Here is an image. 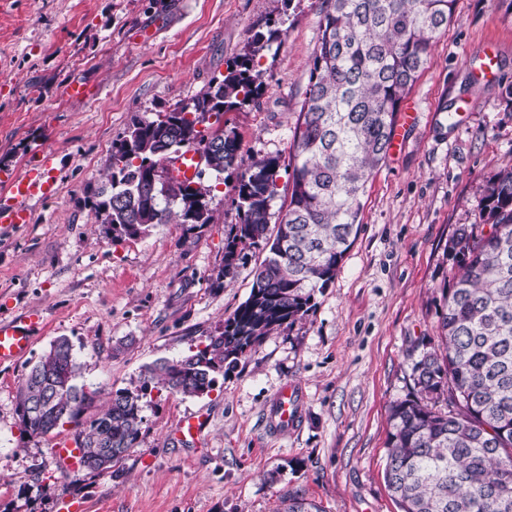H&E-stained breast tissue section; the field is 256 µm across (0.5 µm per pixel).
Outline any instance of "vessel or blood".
<instances>
[{
    "label": "vessel or blood",
    "mask_w": 512,
    "mask_h": 512,
    "mask_svg": "<svg viewBox=\"0 0 512 512\" xmlns=\"http://www.w3.org/2000/svg\"><path fill=\"white\" fill-rule=\"evenodd\" d=\"M200 155L195 148L181 150L166 168L170 175L181 182L195 180L200 168ZM57 192L55 154L40 151L38 158L23 173L0 182V231L20 228L29 223V204L45 200ZM40 322L38 314L29 313L11 321H0V364L21 358L32 343ZM302 397L294 386H283L272 399L268 426L279 435H287L298 425Z\"/></svg>",
    "instance_id": "b4317fda"
}]
</instances>
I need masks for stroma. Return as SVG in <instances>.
<instances>
[{
  "label": "stroma",
  "instance_id": "stroma-1",
  "mask_svg": "<svg viewBox=\"0 0 512 512\" xmlns=\"http://www.w3.org/2000/svg\"><path fill=\"white\" fill-rule=\"evenodd\" d=\"M322 0H0V176L56 153L58 192L31 222L0 235V320L40 315L24 356L0 364V512H278L282 498L322 512H400L384 472L392 404L411 365L439 342L441 290L454 270L448 241L480 221L488 180L512 167V0H457L448 29L407 96L415 123L362 198L361 230L304 319L281 327L202 396L144 384L156 362L220 335L265 254L250 251L219 279L224 237L238 223L234 168L203 170L213 223L160 224L128 238L94 223L112 145L133 118L152 119L224 75L252 34L280 42L254 66L258 96L216 126L234 130L242 161H290L291 132L318 46ZM496 54L494 69L485 57ZM85 82L92 100L67 98ZM80 365L95 416L112 392L143 391L134 448L103 474L66 468L53 452L76 424L45 437L21 430L18 391L58 338ZM303 395L299 425L272 435L269 403L284 384ZM203 414L192 443L179 422Z\"/></svg>",
  "mask_w": 512,
  "mask_h": 512
}]
</instances>
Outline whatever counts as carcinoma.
<instances>
[{"label": "carcinoma", "instance_id": "carcinoma-1", "mask_svg": "<svg viewBox=\"0 0 512 512\" xmlns=\"http://www.w3.org/2000/svg\"><path fill=\"white\" fill-rule=\"evenodd\" d=\"M321 36L299 119L292 131V174L278 224L270 225L279 161L254 159L237 187L240 222L224 240L219 277L232 280L245 250L266 252L249 296L204 348L147 369L185 396L208 393L216 374L265 336L307 315L329 286L361 228V197L394 137L400 106L448 29L456 0H324ZM280 38L254 32L223 78L156 118H135L112 146L108 186L91 202L112 232L138 238L158 224L213 222L208 190L164 179L157 170L180 149L205 150L217 174L238 166L232 130L198 125L241 108L259 93L254 57ZM456 260L443 289V349L412 366V391L390 409L385 480L402 512H512V168L495 174L481 223L463 224L448 242ZM66 338L30 368L20 390L22 430L36 437L76 421L92 403ZM141 395L112 393L76 434L79 465L98 474L134 447Z\"/></svg>", "mask_w": 512, "mask_h": 512}]
</instances>
